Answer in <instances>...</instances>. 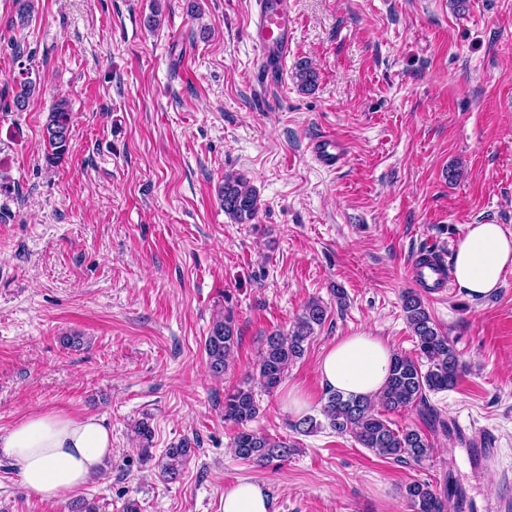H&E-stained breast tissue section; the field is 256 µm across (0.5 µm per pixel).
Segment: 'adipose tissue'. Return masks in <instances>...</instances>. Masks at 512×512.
I'll return each instance as SVG.
<instances>
[{"mask_svg": "<svg viewBox=\"0 0 512 512\" xmlns=\"http://www.w3.org/2000/svg\"><path fill=\"white\" fill-rule=\"evenodd\" d=\"M512 267V235L497 224H475L459 244L453 277L468 296L483 299ZM393 359L391 347L368 333L346 336L331 345L318 365L327 389L372 397L379 393ZM6 457L22 486L52 505L68 500L99 476L112 456V433L93 414L41 413L0 434Z\"/></svg>", "mask_w": 512, "mask_h": 512, "instance_id": "ef3b65f1", "label": "adipose tissue"}]
</instances>
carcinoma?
Returning <instances> with one entry per match:
<instances>
[{
	"mask_svg": "<svg viewBox=\"0 0 512 512\" xmlns=\"http://www.w3.org/2000/svg\"><path fill=\"white\" fill-rule=\"evenodd\" d=\"M16 84L19 91L14 95L13 105L21 110L35 91V84L27 76L20 77ZM70 132L71 111L67 100L60 99L53 105L43 131L47 166L62 163L69 152ZM220 200L224 213L239 223L253 219L258 211L256 190L241 176L224 177ZM402 307L416 339L417 356L394 355L386 383L374 399L326 391L320 408L322 419L304 415L290 423L292 429L308 434L325 425L338 435L354 437L361 447L375 455L399 463L420 465L433 457L434 445L420 429L395 428L386 414L414 408L431 422H437V414L427 404V393L454 387L462 363L456 348L436 325L419 293H406ZM327 315L324 304L315 300L308 302L288 333L275 332L266 337L256 377L224 393V421L242 427L233 442L234 453L239 459L263 467L279 465L295 454L296 448L289 441L250 430L247 424L260 410L257 391L270 393L278 388L288 367L304 356L316 328L325 323ZM238 343L239 336L231 316H219L212 321L205 339L210 375L215 378L224 376ZM133 433L142 446L145 459H151L154 431L150 418L136 421ZM195 452L196 443L187 437L168 448L157 462L159 477L168 483L180 480ZM402 496L411 512H445V491L429 482L407 484Z\"/></svg>",
	"mask_w": 512,
	"mask_h": 512,
	"instance_id": "cac0c4a2",
	"label": "carcinoma"
}]
</instances>
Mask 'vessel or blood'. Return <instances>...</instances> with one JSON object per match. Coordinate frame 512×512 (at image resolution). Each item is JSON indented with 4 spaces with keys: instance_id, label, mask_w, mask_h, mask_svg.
Returning a JSON list of instances; mask_svg holds the SVG:
<instances>
[{
    "instance_id": "obj_1",
    "label": "vessel or blood",
    "mask_w": 512,
    "mask_h": 512,
    "mask_svg": "<svg viewBox=\"0 0 512 512\" xmlns=\"http://www.w3.org/2000/svg\"><path fill=\"white\" fill-rule=\"evenodd\" d=\"M249 35L259 52V69L265 75L280 72L294 43L296 19L288 0H256ZM310 151L323 168L333 170L347 157L345 144L333 135L314 139ZM408 278L426 294L441 292L448 285L449 269L445 254L429 246L416 253L406 267Z\"/></svg>"
}]
</instances>
